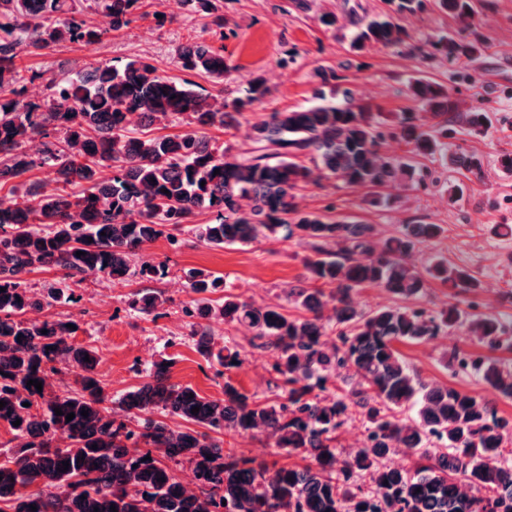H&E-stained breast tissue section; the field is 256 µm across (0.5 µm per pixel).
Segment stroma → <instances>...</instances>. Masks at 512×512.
I'll return each instance as SVG.
<instances>
[{
  "label": "stroma",
  "instance_id": "obj_1",
  "mask_svg": "<svg viewBox=\"0 0 512 512\" xmlns=\"http://www.w3.org/2000/svg\"><path fill=\"white\" fill-rule=\"evenodd\" d=\"M307 3V8L301 9L295 0H219L227 63L220 85L206 75L181 69L177 47L189 35L203 34L208 20L190 15L178 2L165 7L163 24L138 19L92 45L66 43L25 56L27 68L40 75L29 84L28 93L43 95L47 79L70 70L104 62L120 68L140 56L151 58L162 75L188 79L206 92L222 93L229 102L254 77H263L267 87L263 99L251 107L246 120L217 134L228 154L234 155L251 145L252 119L276 109L314 104V95L322 86L318 68L341 70L340 88L350 90L357 100L383 116L413 108L406 89L411 76L432 77L448 87L460 111L477 107L492 117L493 124L484 136L459 134L453 140L458 151L481 156L479 171L470 173L447 165L441 157L429 156L423 163L432 171L433 182L403 192L394 208L371 207L365 189L334 180L307 185L299 203L308 211L333 207L337 217L375 225L382 238L400 233L408 224L441 225L439 237L419 245L417 258H443L449 266L475 276L477 286L459 294L430 281L421 306L438 310L455 304L464 309L473 302L479 312L512 321V173H505L500 166L501 156L512 154V0H480V25L474 30L432 6L405 19V26L418 40L443 32L458 38L486 37L484 57L459 77L438 58L424 60L379 44L358 53L351 50L350 27L344 20L348 9L358 5L378 13L387 10L386 0ZM325 13L335 14L337 23L322 24L320 17ZM288 51L294 52V63L280 65ZM453 184L463 188L454 203L448 199ZM178 238L180 245L175 249L163 238L146 248L147 254L166 262L164 279L150 284L137 278L90 277L76 289L79 302L55 305L53 317L78 320L75 340L99 349L98 376L111 397L145 382L147 368L169 358L173 361L171 382L192 386L204 396L223 397L229 383L252 400L275 402L281 381L273 370L277 352L253 339L244 328L227 323L215 329L216 347L240 350V366L224 368L216 358L197 351L189 335L190 319L184 314L192 299L185 274L192 268L210 271L223 277L228 294L258 304L284 305L292 316L296 310L288 303V289L304 279L306 246L294 239L270 237L248 245L215 248L201 244L186 229ZM147 288L163 292L167 298L160 316H147L129 306L133 294ZM396 348L425 381L470 392L494 405L499 415L512 417V400L500 397L476 375L458 370L452 359L454 351L480 349L467 325H455L427 342H400ZM223 441L228 462L247 456L271 468L306 463L303 454L279 453L263 433L240 436L227 432Z\"/></svg>",
  "mask_w": 512,
  "mask_h": 512
}]
</instances>
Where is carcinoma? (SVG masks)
I'll return each mask as SVG.
<instances>
[{
    "label": "carcinoma",
    "mask_w": 512,
    "mask_h": 512,
    "mask_svg": "<svg viewBox=\"0 0 512 512\" xmlns=\"http://www.w3.org/2000/svg\"><path fill=\"white\" fill-rule=\"evenodd\" d=\"M182 2L194 14L213 16L214 30L177 48L181 68L224 81V18L216 14V0ZM388 2L395 4L393 13L370 20L349 10V24L357 28L352 48H404L424 59L442 56L458 69L485 52L480 36L412 42L401 19L424 10L426 0ZM434 5L468 25L476 20L474 0ZM150 7L152 0H0V187L9 186L13 195L12 204L0 206V425L23 440L0 460V512H31L32 504L37 512H112V506L118 512H512V419L466 391L426 382L394 348L466 323L478 343L496 349L509 345L512 323L455 305L429 311L411 304L430 279L462 293L475 287L472 275L442 261L415 264L418 245L438 237L439 225L409 224L377 242L374 225L338 219L331 207L305 211L297 202L305 185L324 177L367 188L371 206L387 207L397 196L379 189L425 185L432 173L417 158L437 153L448 155L452 166L480 169L477 156L460 155L444 142L457 109L448 88L425 76L411 78L407 90L415 107L395 113L387 125L347 90L339 104L269 112L252 124L253 146L231 160L208 132L247 118L246 110L266 93L260 77L249 82L234 113L197 84L162 75L146 57L120 69L101 63L51 78L47 93L27 96L36 76L26 75L22 55L96 43L106 33L98 18L119 31L157 17ZM174 119L183 132L144 133ZM490 124L476 111L463 131L480 136ZM396 137L407 146L404 156L382 152L386 139ZM36 140L41 147L31 154L26 146ZM35 168L51 174L56 187L31 180ZM70 185L82 186L81 192H67ZM201 211L214 215L195 226L205 245L280 236L310 250L307 284L288 291L303 316L232 295L213 304L208 295L224 280L203 270L186 275L197 298L184 313L207 320L190 323L198 351L233 366L240 352L213 353L212 325L242 326L277 350L273 370L288 395L273 405L257 403L226 383L224 398H208L169 382L172 362L163 358L147 382L116 400L119 419L107 406L96 350L72 341L76 331L68 325L77 322L25 314L75 301L73 286L88 276L163 278L165 263L145 253L146 246L162 237L178 245L169 228L191 223ZM38 267L64 271L44 295L24 280ZM364 287L381 288L400 303L359 311L354 294ZM166 303L157 291L132 300L148 315ZM331 323L338 329L334 344L325 340ZM454 360L512 399V363L468 353ZM64 369L75 374L76 387L57 393L51 379ZM343 372L356 386L328 393L327 383ZM31 379L42 382V391L27 386ZM405 409L414 417H399ZM157 411L175 424L154 418ZM69 413L75 417L68 422ZM353 414L363 418L365 439L343 456L336 432ZM226 430L265 432L274 447L305 453L310 462L273 470L249 458L226 463L214 437ZM401 446L416 457L414 469L384 463ZM184 464L197 481L189 495L177 475ZM33 485L37 490L28 491Z\"/></svg>",
    "instance_id": "obj_1"
}]
</instances>
